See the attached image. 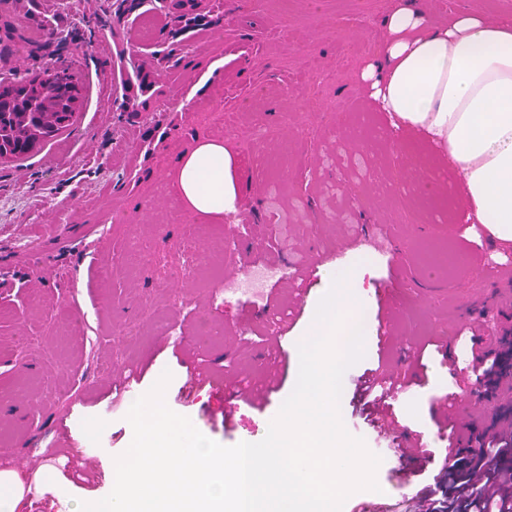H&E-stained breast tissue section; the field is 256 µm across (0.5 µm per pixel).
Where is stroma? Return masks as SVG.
I'll use <instances>...</instances> for the list:
<instances>
[{"label":"stroma","instance_id":"obj_1","mask_svg":"<svg viewBox=\"0 0 512 512\" xmlns=\"http://www.w3.org/2000/svg\"><path fill=\"white\" fill-rule=\"evenodd\" d=\"M394 2L183 0L196 20L177 31L154 0L119 11L113 0H0V74L31 78L58 61L81 89L70 126L0 160V449L25 484L43 466L56 476L20 512H77L110 494L134 403L113 387L130 372L143 393L171 372L167 406L221 445L262 440L341 274L360 288L366 322L387 315L395 336L383 350L365 337L343 376V423L382 459L378 491L352 494L343 512L432 484L439 461L407 465L378 441L355 383L386 355L410 381L392 404L397 432L443 450L433 405L451 388L449 363L465 364L457 332L512 329V242L455 223L466 194L431 185L436 173L459 184L447 156L394 129L359 78ZM407 2L438 22L474 10L512 24V0ZM169 50L172 63H159ZM148 72L160 79L143 96ZM198 137L237 156L230 219H197L166 191ZM260 266L269 277L250 283ZM126 322L137 335H115ZM430 336L447 337V354L422 348ZM417 350L420 369L407 360ZM200 362L255 382L272 370L279 386L262 406L238 402L225 426L208 415L210 386L189 385ZM88 453L99 475L83 485L72 463Z\"/></svg>","mask_w":512,"mask_h":512}]
</instances>
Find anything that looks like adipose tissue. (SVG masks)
<instances>
[{"label":"adipose tissue","instance_id":"obj_1","mask_svg":"<svg viewBox=\"0 0 512 512\" xmlns=\"http://www.w3.org/2000/svg\"><path fill=\"white\" fill-rule=\"evenodd\" d=\"M381 60L361 74L394 129L438 145L459 174L479 223L512 242V26L462 11L434 23L402 0L389 13ZM235 158L223 141L195 140L169 193L197 217L235 212Z\"/></svg>","mask_w":512,"mask_h":512}]
</instances>
